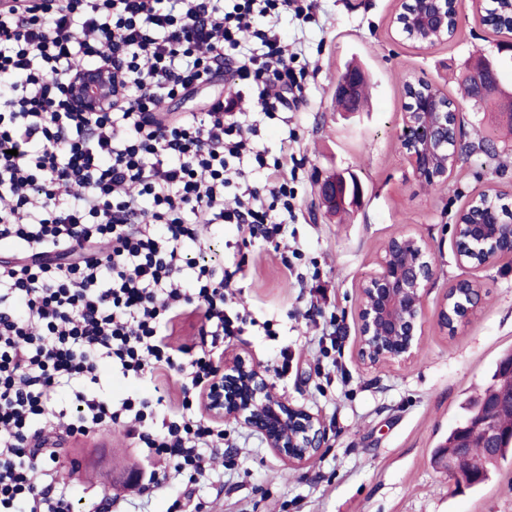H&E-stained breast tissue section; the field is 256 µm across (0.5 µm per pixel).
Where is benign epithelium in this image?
<instances>
[{
	"mask_svg": "<svg viewBox=\"0 0 512 512\" xmlns=\"http://www.w3.org/2000/svg\"><path fill=\"white\" fill-rule=\"evenodd\" d=\"M396 41L427 50L448 41V0H396L391 20ZM363 76L344 71L336 81L337 94L352 99L360 92ZM119 78L112 67L81 70L67 80L72 105L83 112H101L120 98L115 91ZM410 99L403 113L400 148L415 183L446 184L463 153L458 116L448 111V95L432 80L411 76L405 82ZM320 194L325 206L336 210L345 203L336 179L324 181ZM472 197L462 208L472 212L468 224H454L456 262L474 271L490 268L502 259L512 260V232L500 231V224L482 215ZM378 269L359 285L356 318L359 325L358 354L367 365L406 362L414 356L425 326L424 298L436 273L431 246L422 238L402 233L391 237L377 256ZM468 295L470 303L449 311V301ZM482 300V284L476 278L456 280L440 302L436 324L454 333L470 322ZM203 404L214 420L234 421L257 434L267 447L299 466L315 456L325 443V429L319 418L273 393L263 371L243 356L218 366L207 387ZM512 407V391L482 403L481 417L455 433L445 467L448 476L469 486L484 481V472L467 466L478 440L487 459L498 448L512 443V424L503 425L499 413Z\"/></svg>",
	"mask_w": 512,
	"mask_h": 512,
	"instance_id": "1",
	"label": "benign epithelium"
}]
</instances>
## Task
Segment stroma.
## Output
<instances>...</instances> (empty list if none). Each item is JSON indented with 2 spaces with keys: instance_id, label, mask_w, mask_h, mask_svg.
Returning a JSON list of instances; mask_svg holds the SVG:
<instances>
[{
  "instance_id": "obj_1",
  "label": "stroma",
  "mask_w": 512,
  "mask_h": 512,
  "mask_svg": "<svg viewBox=\"0 0 512 512\" xmlns=\"http://www.w3.org/2000/svg\"><path fill=\"white\" fill-rule=\"evenodd\" d=\"M319 21L299 25L283 16L280 31L315 73L306 99L287 123L262 128L261 144L278 153L286 130L302 158L296 219L288 225L294 255L283 268L272 246L248 244L236 225H204L202 235L225 265L243 262L228 292L238 308L272 320L277 333L246 327L224 342L223 360L243 355L265 373L271 389L318 415L328 432L324 448L304 465H289L248 429L224 426V463L193 479L170 474L167 483L138 493L132 475L144 465L120 426L86 438L59 435L60 456L50 470L70 490L77 512H512V461L480 487H458L434 455L462 415L461 406L489 382L494 363L512 352V263L474 273L455 260L453 222L473 195L490 187L512 203V136H495L505 116L463 112V144L494 137L497 157L463 155L447 184H415L400 149L412 75L442 83L457 98L461 72L479 55L497 58L502 106L512 105V51L498 53V35L467 14L448 42L420 51L395 42L389 31L393 0H318ZM361 65L370 102L360 112L336 109V78ZM353 175L357 204L325 213L318 190L327 178ZM409 233L433 248L437 277L424 299L425 332L406 363L365 365L358 356V285L375 268L381 246ZM478 277L480 309L456 333L435 323L437 305L455 280ZM287 373H277L282 354ZM96 390L119 400L153 390L150 380L123 376L101 363Z\"/></svg>"
}]
</instances>
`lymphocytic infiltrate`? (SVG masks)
<instances>
[{"label": "lymphocytic infiltrate", "mask_w": 512, "mask_h": 512, "mask_svg": "<svg viewBox=\"0 0 512 512\" xmlns=\"http://www.w3.org/2000/svg\"><path fill=\"white\" fill-rule=\"evenodd\" d=\"M317 22L311 0H34L0 8V512H75L67 490L35 479L56 450L41 419L58 389L85 382L69 433L123 424L150 469L146 489L175 471L204 475L224 426L198 411L212 351L248 322L230 303L235 271L208 248L183 245L196 225L234 224L280 243L295 217L300 162L258 143L259 120L238 115L242 88L262 118L297 107L309 64L287 54L281 13ZM109 64L122 101L80 112L67 77ZM230 79L201 112L162 115L163 100ZM266 176L251 184L252 173ZM204 325L195 357L168 342L187 307ZM123 374L186 378L179 408L154 393L98 395L100 361Z\"/></svg>", "instance_id": "f902f5d3"}]
</instances>
